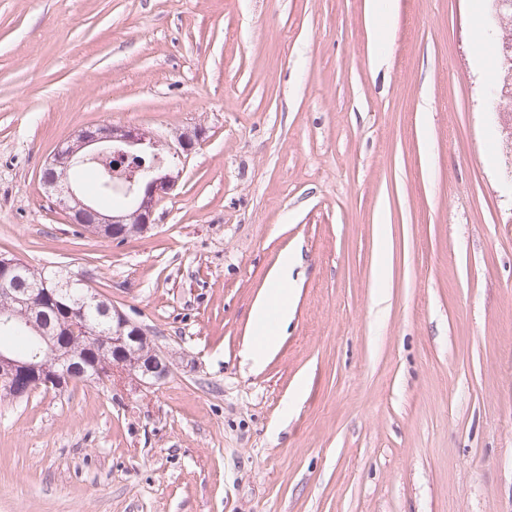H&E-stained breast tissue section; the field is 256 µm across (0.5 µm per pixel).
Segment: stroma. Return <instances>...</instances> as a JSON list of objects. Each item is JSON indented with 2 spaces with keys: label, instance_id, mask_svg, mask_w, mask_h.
<instances>
[{
  "label": "stroma",
  "instance_id": "stroma-1",
  "mask_svg": "<svg viewBox=\"0 0 512 512\" xmlns=\"http://www.w3.org/2000/svg\"><path fill=\"white\" fill-rule=\"evenodd\" d=\"M478 20L496 54L488 0H394L382 46L366 0H0V253L94 269L169 363L0 398V512H512V112ZM104 124L204 131L121 242L41 180ZM294 262L292 254L285 253L279 260L278 267L272 273L273 288H269L265 297L258 301L253 310L252 322L255 335L260 336V340L255 343L249 352V357L255 364L261 363L267 353L276 347L279 341V323L288 317V270ZM273 317L276 332L273 329H263L270 324ZM141 353L138 362L133 361V366L129 367L122 363L120 367L127 377L131 380L134 389L139 386L152 385L160 379L164 378L168 373V364L164 356L152 346L147 351Z\"/></svg>",
  "mask_w": 512,
  "mask_h": 512
}]
</instances>
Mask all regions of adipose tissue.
I'll return each instance as SVG.
<instances>
[{
	"label": "adipose tissue",
	"instance_id": "ef3b65f1",
	"mask_svg": "<svg viewBox=\"0 0 512 512\" xmlns=\"http://www.w3.org/2000/svg\"><path fill=\"white\" fill-rule=\"evenodd\" d=\"M294 262L291 254H283L279 260L278 267L272 274L273 286L265 297L258 301L253 310L252 322L255 332H258L260 339L255 343L249 352L254 363H261L267 353L276 347L279 336L270 330V321H282L288 316V270Z\"/></svg>",
	"mask_w": 512,
	"mask_h": 512
}]
</instances>
